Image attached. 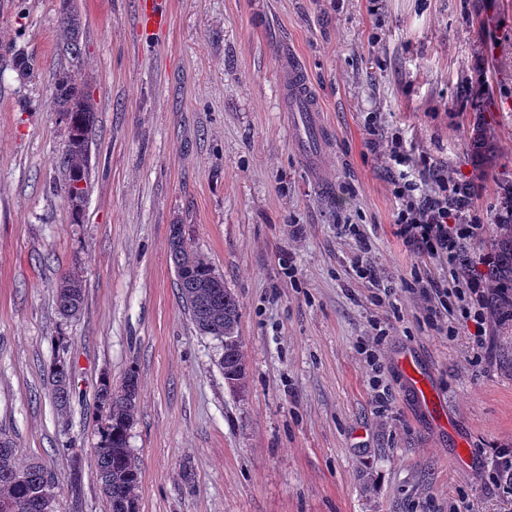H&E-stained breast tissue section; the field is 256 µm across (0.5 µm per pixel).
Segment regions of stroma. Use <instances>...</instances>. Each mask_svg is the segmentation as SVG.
Masks as SVG:
<instances>
[{
  "instance_id": "1",
  "label": "stroma",
  "mask_w": 512,
  "mask_h": 512,
  "mask_svg": "<svg viewBox=\"0 0 512 512\" xmlns=\"http://www.w3.org/2000/svg\"><path fill=\"white\" fill-rule=\"evenodd\" d=\"M141 3L0 0V435L17 459L58 478L59 512H108L96 391L133 367L140 512H507L478 472L492 445L512 447V321L488 317L482 360L473 326L450 340L426 323L410 286L452 279L396 237L365 118L380 113L413 156L473 184L480 246L493 248L499 176L512 173V0H167L152 34ZM67 8L81 18L75 60L58 27ZM18 51L30 75L13 70ZM292 55L330 131L316 178L288 120ZM62 69L80 73L98 112L78 224L59 164ZM481 112L496 137L483 172L468 150ZM174 224L239 301L242 389L178 295ZM359 259L377 283L356 277ZM69 272L85 301L64 317L55 286ZM377 284L391 305L373 302ZM376 323L388 330L384 413L358 353ZM58 355L75 370L61 410L47 377ZM406 356L430 375L441 420L409 387Z\"/></svg>"
}]
</instances>
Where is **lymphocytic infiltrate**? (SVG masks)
<instances>
[{
	"instance_id": "1",
	"label": "lymphocytic infiltrate",
	"mask_w": 512,
	"mask_h": 512,
	"mask_svg": "<svg viewBox=\"0 0 512 512\" xmlns=\"http://www.w3.org/2000/svg\"><path fill=\"white\" fill-rule=\"evenodd\" d=\"M365 122L367 147L383 150L386 158L391 193L397 202V236L414 251L448 263L453 287L442 288L431 280L418 283V292L427 302L428 320L451 338L457 334V322L472 323L476 331L470 337L471 349L482 353L487 344L484 324L489 304L483 270L496 265L497 256L470 251L483 230L471 214L473 191L449 179L427 159H414L402 134L386 131L378 113H368Z\"/></svg>"
}]
</instances>
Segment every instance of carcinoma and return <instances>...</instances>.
<instances>
[{
  "mask_svg": "<svg viewBox=\"0 0 512 512\" xmlns=\"http://www.w3.org/2000/svg\"><path fill=\"white\" fill-rule=\"evenodd\" d=\"M79 17L66 11L60 20L61 36L66 40L70 54L78 56ZM54 103L66 120L68 139L63 154L66 171L64 192L69 202L73 223L80 221L81 206L86 196L84 183L88 177L92 131L97 112L92 96L84 82L68 71L55 84ZM494 129L485 119H479L471 146L476 155L490 151ZM493 236L498 249V263L488 276L492 292V309H512V212L493 225ZM170 256L173 261L180 298L195 328L216 340L224 339V359L218 362L229 386L244 385L246 371L237 330L240 305L227 288L215 287L216 276L212 266L188 246L184 227L178 235L170 236ZM85 290L83 281L74 273L61 276L57 284L56 303L64 317L74 316L82 310ZM224 336H219V333ZM49 376L57 403H69L72 368L57 359L49 367ZM123 384L133 387V394H119L112 382L103 378L97 389V402L101 414L100 440L94 455V465L100 488L108 505V512H139L138 488L141 467L132 454L128 438L136 417L139 395L138 373L131 368ZM58 484L55 476L37 462L20 465L15 459L13 443L0 437V512H6L18 500L29 502L25 512H41L38 500L52 492Z\"/></svg>",
  "mask_w": 512,
  "mask_h": 512,
  "instance_id": "obj_1",
  "label": "carcinoma"
}]
</instances>
